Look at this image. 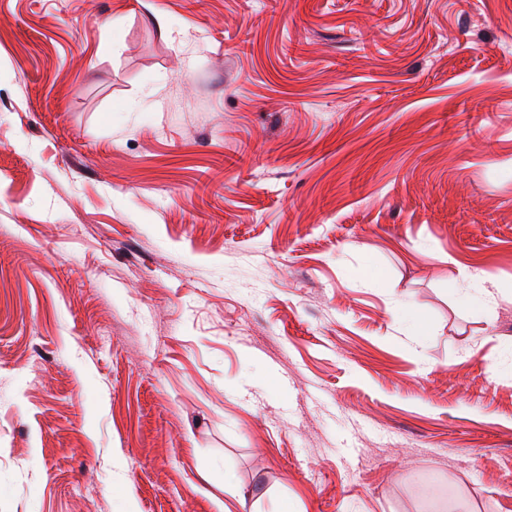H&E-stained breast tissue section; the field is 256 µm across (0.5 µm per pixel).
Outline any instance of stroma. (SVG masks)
I'll list each match as a JSON object with an SVG mask.
<instances>
[{
  "mask_svg": "<svg viewBox=\"0 0 512 512\" xmlns=\"http://www.w3.org/2000/svg\"><path fill=\"white\" fill-rule=\"evenodd\" d=\"M228 504L512 512V0H0V512Z\"/></svg>",
  "mask_w": 512,
  "mask_h": 512,
  "instance_id": "stroma-1",
  "label": "stroma"
}]
</instances>
